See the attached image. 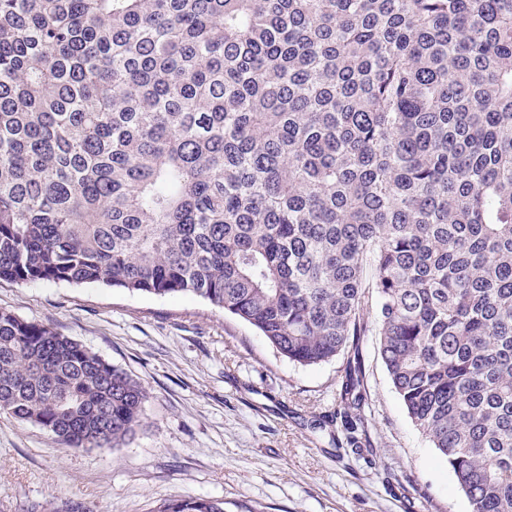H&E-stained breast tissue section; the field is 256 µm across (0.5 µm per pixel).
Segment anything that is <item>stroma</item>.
Here are the masks:
<instances>
[{
  "label": "stroma",
  "instance_id": "obj_1",
  "mask_svg": "<svg viewBox=\"0 0 512 512\" xmlns=\"http://www.w3.org/2000/svg\"><path fill=\"white\" fill-rule=\"evenodd\" d=\"M0 310L49 324L148 390L116 448H63L0 414V512H152L211 498L225 512H472L446 460L411 422L378 352L359 342L356 445L339 411L347 354L303 366L192 294L0 282Z\"/></svg>",
  "mask_w": 512,
  "mask_h": 512
}]
</instances>
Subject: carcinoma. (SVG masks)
Here are the masks:
<instances>
[{"label":"carcinoma","mask_w":512,"mask_h":512,"mask_svg":"<svg viewBox=\"0 0 512 512\" xmlns=\"http://www.w3.org/2000/svg\"><path fill=\"white\" fill-rule=\"evenodd\" d=\"M0 280L191 293L305 366L372 288L408 417L512 512V0H0ZM147 398L0 311V412L115 448Z\"/></svg>","instance_id":"cac0c4a2"}]
</instances>
